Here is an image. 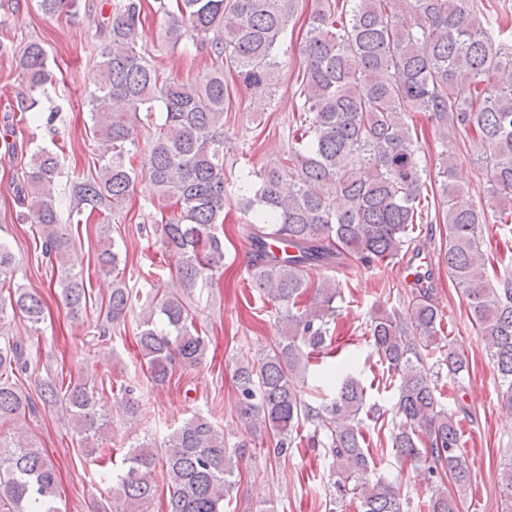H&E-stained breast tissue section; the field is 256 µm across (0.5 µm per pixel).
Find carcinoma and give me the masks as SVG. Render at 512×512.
Masks as SVG:
<instances>
[{"label": "carcinoma", "instance_id": "1", "mask_svg": "<svg viewBox=\"0 0 512 512\" xmlns=\"http://www.w3.org/2000/svg\"><path fill=\"white\" fill-rule=\"evenodd\" d=\"M497 0H320L308 18L306 61L295 79L299 100L288 125V157L252 172V196L243 210L254 221L241 226L251 254L250 279L278 314L280 339L235 371L238 416L255 435L270 437L268 455L280 458L296 435L332 459L329 504L358 503L359 512H403L400 487L370 478L360 415L385 418L366 405L362 382L345 376L336 394L317 405L301 395L299 374L315 353L335 343L336 300L341 286L328 272L341 260L374 268L394 262L412 245L414 226L443 224L447 243L438 267L448 270L469 309V320L489 343L500 375L502 403L512 411V255L493 259L484 249L486 213L466 199L455 182L469 157L488 186L493 223L512 224V20ZM169 19L176 45L187 34L206 52L207 72L198 82L169 78L146 58L144 0H112L98 53L100 82L86 92L98 168L71 183L73 209L110 230L134 191L132 158L138 130L154 129L144 166L167 201L155 232L176 261V282L159 302L141 301L140 291L120 273L114 244L97 252V266L112 276L106 336L112 325L139 311L138 348L147 380L161 385L177 369L201 364L208 336L195 324L188 299L198 284L224 268V114L235 77L260 101H271L283 66L280 57L296 0H156ZM43 14L76 13L79 0H39ZM17 67L32 93L47 81V54L26 45ZM423 112L434 140L461 138L460 152L441 157L442 201L422 210L427 158L423 130L413 114ZM60 154L39 148L30 160L18 199H31L29 219L38 228L42 253L60 267L61 295L74 314L86 304L83 276L65 267L70 239L60 232L54 184ZM288 193H283V183ZM16 259L0 241V325L7 313L36 326L43 298L14 282ZM435 289L417 287L410 311L372 316L370 340L389 376L398 381L392 409V448L413 463L428 490L425 512H462L471 483L464 431L456 412L439 400L440 375L428 367L439 356L455 379L466 359L443 327ZM22 344L0 336V512H58L57 472L23 431L36 401L68 417L84 463L101 466L89 447L105 433L108 415L100 404L102 384L89 377L39 382L37 398L17 384L27 372ZM131 416L143 412L135 386L122 388ZM247 444L228 448L210 417L195 414L161 443L143 438L129 446L115 473L116 512H146L162 477L165 512H224L237 485ZM502 512H512V458L503 463Z\"/></svg>", "mask_w": 512, "mask_h": 512}]
</instances>
